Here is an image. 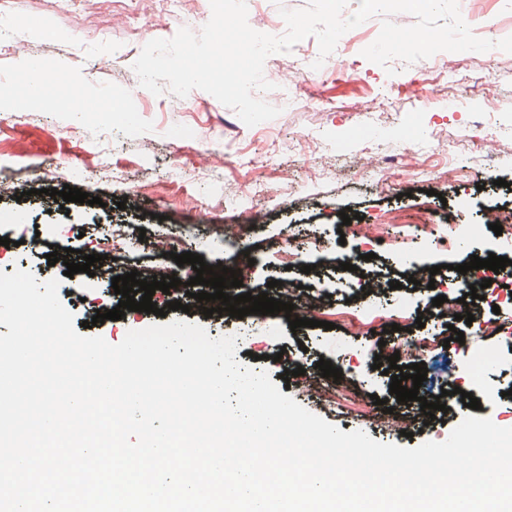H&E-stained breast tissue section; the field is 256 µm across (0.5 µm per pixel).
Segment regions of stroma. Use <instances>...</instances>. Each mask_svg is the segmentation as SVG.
<instances>
[{
  "mask_svg": "<svg viewBox=\"0 0 512 512\" xmlns=\"http://www.w3.org/2000/svg\"><path fill=\"white\" fill-rule=\"evenodd\" d=\"M309 0H249L248 23L269 32L284 29L280 9L305 8ZM156 0H105L88 10L83 0H68L60 8L55 0H0V23L12 25L9 37L0 38V173L13 187L0 199V271H31L38 280L60 279L67 290L61 298L74 316L84 308L116 307L120 297L112 287L98 283L82 295L69 289L85 276L63 274V263L48 265L52 245L84 254L98 252L112 225L126 227L127 247L117 253L113 275L162 266L189 281L191 265H176L170 257L148 250L145 239L168 237L186 240L189 252L206 263L234 262L249 251L246 266L250 292L278 291L271 280L292 281L293 303L325 301L327 309L359 314L375 305L379 318L373 331L350 335L348 328L290 329L279 316L252 314L237 319L229 314L205 317L202 310L189 313L168 310L159 317L127 312L118 321L90 327L93 335L120 343L126 333L152 324L182 320L205 328L209 336L243 332L238 360L254 370H271L270 358L285 352L304 364L306 372L291 381L277 379L288 396L328 423L348 433L355 429L383 443L413 448L432 440L441 442L468 415V408L451 404L444 419L423 423L405 404H394V417L413 419L411 436L384 423L383 408L372 397L389 395V381L374 369L375 357L393 354V341L407 335H433L448 340L427 359L433 375L444 388L472 391L481 402L479 417L502 427H512V396L504 395L512 382V334H480L475 326L457 321L447 328L432 317V301L451 295L454 265L468 261L474 252L493 253L512 260V244L485 230L480 247L446 245L441 217L465 206L464 222L481 223L491 211H512V67L482 70L479 53H437L412 64L393 61L394 75L352 51L351 41L379 33L381 16H374L346 32L329 55L319 75L301 73L300 52L268 57L264 75L279 82L284 72L299 71L297 83L287 94H270L266 100L279 107L275 119L245 126L235 112L212 95L191 91L179 98L171 93L154 95L142 88L132 69L143 46L152 39L172 38L180 28L200 31L211 17L209 0H202L197 19L186 18L180 8L169 7L165 31H156ZM57 73L68 95L58 94L57 84L39 89L33 102L17 92L14 79L29 73L31 63ZM501 101L493 108L492 99ZM82 102L71 109V100ZM120 101L125 112L99 110V102ZM458 169L455 182L432 177L445 166ZM288 169L291 180L277 194L266 192L275 168ZM494 168L504 186L487 180ZM103 171L97 182L87 181L88 170ZM163 186L161 195L147 189ZM70 185L109 199L107 208L67 203L59 206L48 196L51 188ZM125 209H118V202ZM264 214L260 224L247 222V209ZM359 212L370 224L373 240L361 245L355 228L343 224L341 212ZM399 210L404 221L382 223L390 210ZM237 219V243L224 251L217 239L224 218ZM431 220L424 246L417 224ZM293 253L286 262L285 253ZM368 260H361V253ZM352 257L356 271L337 269L336 260ZM439 267L436 287L429 290L403 282L411 264ZM310 273H302V266ZM396 282V289H382L379 296L364 290L367 274ZM406 307L401 331H391L390 311ZM424 327H416L419 314ZM462 331L464 342L451 338ZM492 355V364L471 375L466 365L473 353ZM330 360L342 370L341 379L322 376L315 364ZM336 387L348 394L347 406L318 400L313 387Z\"/></svg>",
  "mask_w": 512,
  "mask_h": 512,
  "instance_id": "1",
  "label": "stroma"
}]
</instances>
